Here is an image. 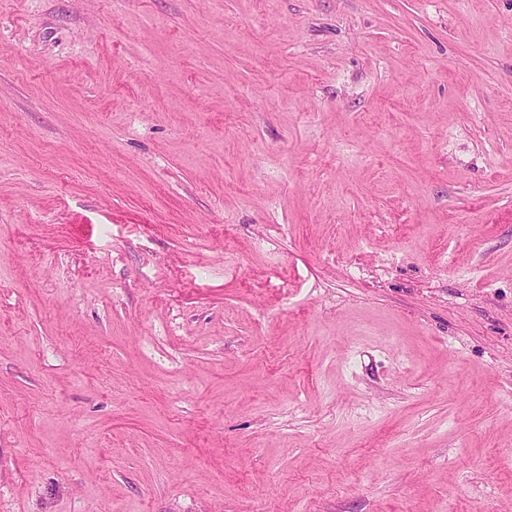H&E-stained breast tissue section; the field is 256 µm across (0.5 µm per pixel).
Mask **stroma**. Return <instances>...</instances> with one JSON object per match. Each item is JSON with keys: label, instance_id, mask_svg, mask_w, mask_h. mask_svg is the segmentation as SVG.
I'll use <instances>...</instances> for the list:
<instances>
[{"label": "stroma", "instance_id": "obj_1", "mask_svg": "<svg viewBox=\"0 0 512 512\" xmlns=\"http://www.w3.org/2000/svg\"><path fill=\"white\" fill-rule=\"evenodd\" d=\"M0 512H512V0H0Z\"/></svg>", "mask_w": 512, "mask_h": 512}]
</instances>
